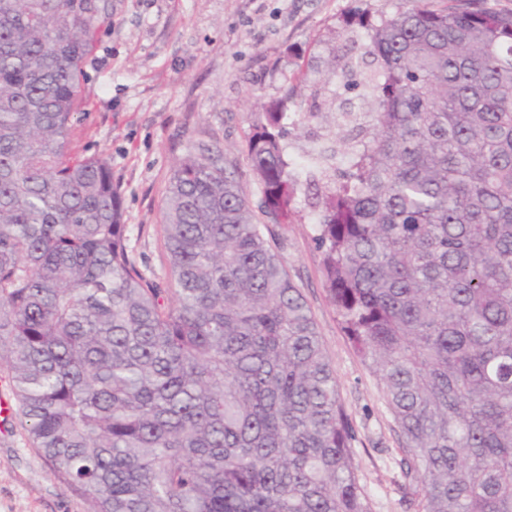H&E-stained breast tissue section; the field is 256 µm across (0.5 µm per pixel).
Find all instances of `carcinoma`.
I'll list each match as a JSON object with an SVG mask.
<instances>
[{"label":"carcinoma","mask_w":512,"mask_h":512,"mask_svg":"<svg viewBox=\"0 0 512 512\" xmlns=\"http://www.w3.org/2000/svg\"><path fill=\"white\" fill-rule=\"evenodd\" d=\"M367 25L364 120L306 172L341 329L383 384L414 512H512V15L427 0ZM99 0H0V364L91 512H372L315 318L216 142L161 211L170 287L130 257L108 160L71 154ZM247 160L289 224L285 102ZM345 168H340V164Z\"/></svg>","instance_id":"cac0c4a2"}]
</instances>
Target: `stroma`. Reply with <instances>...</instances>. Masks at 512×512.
Instances as JSON below:
<instances>
[{
    "mask_svg": "<svg viewBox=\"0 0 512 512\" xmlns=\"http://www.w3.org/2000/svg\"><path fill=\"white\" fill-rule=\"evenodd\" d=\"M110 18L84 62L83 112L75 152L107 157L123 199L129 253L148 277L165 282L168 264L160 212L176 161L189 141L215 136L237 164L251 205L261 188L247 163L261 103L288 98L305 124L286 143L290 165L314 146L321 119L308 113L310 82L325 79L337 102L360 107L347 89L345 63L362 57L365 35L344 19L377 21L405 0H108ZM301 190L295 223L275 225L278 252L315 316L353 425L354 462L372 512H406L395 459L399 441L383 385L352 348L329 304L321 254ZM82 491L55 478L33 448L24 420L0 421V512H88Z\"/></svg>",
    "mask_w": 512,
    "mask_h": 512,
    "instance_id": "35a3bbf8",
    "label": "stroma"
}]
</instances>
